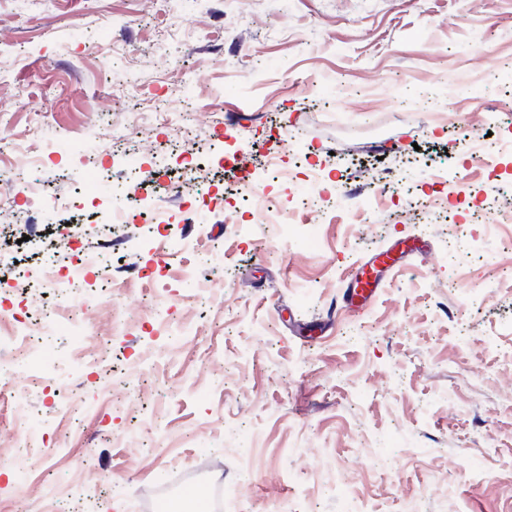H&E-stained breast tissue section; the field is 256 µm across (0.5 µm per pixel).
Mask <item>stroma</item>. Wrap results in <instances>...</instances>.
I'll return each instance as SVG.
<instances>
[{
  "label": "stroma",
  "mask_w": 512,
  "mask_h": 512,
  "mask_svg": "<svg viewBox=\"0 0 512 512\" xmlns=\"http://www.w3.org/2000/svg\"><path fill=\"white\" fill-rule=\"evenodd\" d=\"M509 139L512 0H0V168L79 201L0 275L109 269L0 294V512H512ZM155 191L133 184L120 198H108L104 211L103 224H130L135 222L137 212L151 209ZM394 248L395 246L372 256L347 284L345 296L352 306L355 301L360 303L356 307H361L370 301L380 288L384 272L400 263L408 253L406 248H402L397 255Z\"/></svg>",
  "instance_id": "obj_1"
}]
</instances>
